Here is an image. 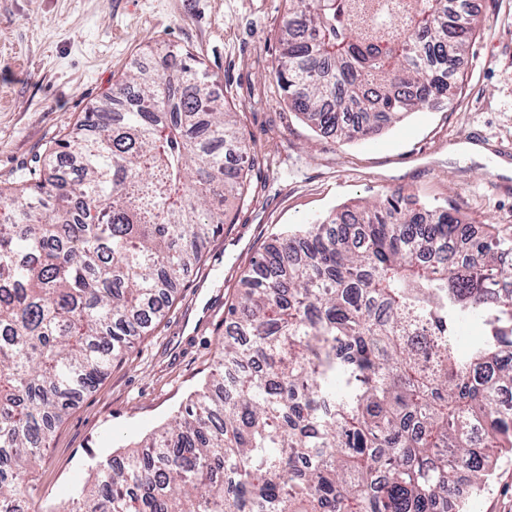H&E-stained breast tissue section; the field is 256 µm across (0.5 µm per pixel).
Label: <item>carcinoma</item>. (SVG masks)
I'll use <instances>...</instances> for the list:
<instances>
[{
    "mask_svg": "<svg viewBox=\"0 0 512 512\" xmlns=\"http://www.w3.org/2000/svg\"><path fill=\"white\" fill-rule=\"evenodd\" d=\"M273 73L313 130L444 105L475 15L287 0ZM0 191V512L67 410L163 314L255 148L188 51H155ZM399 189L255 257L209 379L60 512H451L512 452V233ZM481 328L465 352L460 328Z\"/></svg>",
    "mask_w": 512,
    "mask_h": 512,
    "instance_id": "cac0c4a2",
    "label": "carcinoma"
}]
</instances>
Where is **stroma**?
<instances>
[{"label":"stroma","mask_w":512,"mask_h":512,"mask_svg":"<svg viewBox=\"0 0 512 512\" xmlns=\"http://www.w3.org/2000/svg\"><path fill=\"white\" fill-rule=\"evenodd\" d=\"M285 0H0V188L34 165L158 46L192 53L261 158L247 196L176 299L68 410L33 473L31 512H55L99 460L161 429L208 376L243 271L288 226L404 188L512 227V0H472L481 25L451 104L379 135H317L272 75ZM483 147L480 155L462 152ZM468 512H512V455Z\"/></svg>","instance_id":"obj_1"}]
</instances>
